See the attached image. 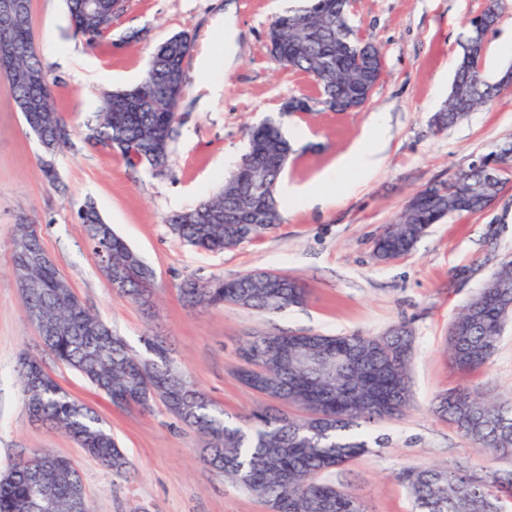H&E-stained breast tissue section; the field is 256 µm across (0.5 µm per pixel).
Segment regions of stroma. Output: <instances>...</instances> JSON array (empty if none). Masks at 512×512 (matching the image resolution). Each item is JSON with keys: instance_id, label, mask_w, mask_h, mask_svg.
Masks as SVG:
<instances>
[{"instance_id": "35a3bbf8", "label": "stroma", "mask_w": 512, "mask_h": 512, "mask_svg": "<svg viewBox=\"0 0 512 512\" xmlns=\"http://www.w3.org/2000/svg\"><path fill=\"white\" fill-rule=\"evenodd\" d=\"M488 0H350L357 37L382 55L381 78L370 101L351 112L324 110L306 73L270 53L267 29L302 0H126L96 47L72 28L65 0H31L39 58L54 103L75 130L70 145L46 155L0 78V474L21 455L50 448L79 471L93 512H268L264 503L211 472L200 459L199 437L161 402L151 409L115 407L75 370L45 350L25 315L11 272V237L19 220L39 225L43 247L83 304L133 350L143 337L163 341L212 403L250 428V413L266 400L239 379L237 351L261 333L312 331L380 336L404 325L413 332L407 368L410 403L403 414L363 425L375 446L333 473L368 512H413L397 475L403 469L459 464L474 475L512 470V455L478 450L433 410L442 393L480 391L512 402V326L479 371L455 369L446 343L460 309L500 264L512 256V177L483 213L433 225L414 250L388 263L373 256L374 240L422 187L445 182L472 158L512 138V86L452 127L436 130L432 117L448 97L461 56V35ZM485 37L480 69L489 82L512 70V0ZM237 29L224 46V21ZM179 33L202 44L201 60L186 59L177 107V134L165 170L130 167L120 151L87 143L105 91L135 85L156 46ZM232 54L229 68L220 65ZM291 96L308 98L311 113L288 118L301 128L284 177L317 188L321 171L350 157L384 118L381 161L368 174L348 168L336 190L305 206L288 205L282 221L260 237L225 252L184 245L166 224L172 212L195 206L223 185L226 157L240 159L248 131L277 116ZM52 166L55 181L44 175ZM94 203L105 223L155 271L153 312L114 293L87 244L77 211ZM277 271L306 290L303 304L273 314L233 306L191 308L178 287L189 277L232 278ZM38 357L64 390L91 407L133 462L119 478L92 460L62 431L32 422L17 379L24 358Z\"/></svg>"}]
</instances>
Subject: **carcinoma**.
Listing matches in <instances>:
<instances>
[{
    "instance_id": "carcinoma-1",
    "label": "carcinoma",
    "mask_w": 512,
    "mask_h": 512,
    "mask_svg": "<svg viewBox=\"0 0 512 512\" xmlns=\"http://www.w3.org/2000/svg\"><path fill=\"white\" fill-rule=\"evenodd\" d=\"M75 27L88 47L95 46L112 28L122 11L117 0H67ZM469 21L462 35L448 101L434 116V125L446 128L466 113L496 96L500 87L487 82L480 70L486 31ZM271 53L288 66L310 74L319 84L321 103L338 112L362 108L379 82L378 49L358 40L349 24L348 0H305L297 9L279 15L270 25ZM154 76L125 90L103 96L97 126L86 139L120 149L128 164L163 168L138 155L162 152L168 161L176 135L175 99L184 86L186 59L183 35L163 41L154 52ZM20 71L22 83H11L16 105L33 103L26 123L35 122L53 154L70 144L72 127L54 111L52 86L41 66L31 20V4L22 14L0 15V72ZM293 145L283 135L281 121L269 119L251 132L249 151L214 196L195 207L171 214L170 232L185 244L207 251L234 250L281 221L276 196H267L286 168ZM512 160L503 161L496 178L471 164L452 177L447 189L418 204H408L395 222L376 239L374 249L385 258L409 254L427 233V226L460 214L485 210L503 183ZM87 240L98 257L112 261V271L123 278L117 293L130 302L154 308V270L103 223L96 208H79ZM13 261L43 251L41 237L14 225ZM25 303L45 307L56 317V329L45 346L60 362L78 372L93 387H107L118 407L150 408L161 400L169 411L203 441L204 465L231 480L276 512H367L362 502L328 479L336 469L365 453L369 443L353 431L359 422L374 423L399 415L408 405L407 365L412 334L405 327L383 336H295L268 333L248 337L243 346L256 357L261 371L251 381L242 371V384L253 392L258 382H273L274 395L301 410L316 409L322 418L272 415L263 409L251 414L250 432L226 420L185 370L173 363L165 347L146 346V354L133 352L125 340L78 302L73 290L55 269L32 275L23 290ZM184 303L191 307L231 305L258 312H278L305 301L306 292L294 278L278 279L248 272L230 279L186 280L180 286ZM504 301L494 288H481L454 319L456 335L448 336L454 367L474 372L494 354L500 336L495 332ZM307 345L310 354L339 359L333 379L305 367L293 357ZM28 412L74 438L92 456H112V473L126 476L132 465L103 420L88 406L61 388L34 358L18 370ZM435 412L476 447L491 454L512 452V405L493 402L469 389L438 397ZM34 449L0 475V512H34L40 484L56 487V512H70V493L83 488L76 469L63 472L44 466L41 481L32 475ZM414 499L415 512H507L512 504V471H495L478 483L448 467L410 469L400 474Z\"/></svg>"
}]
</instances>
